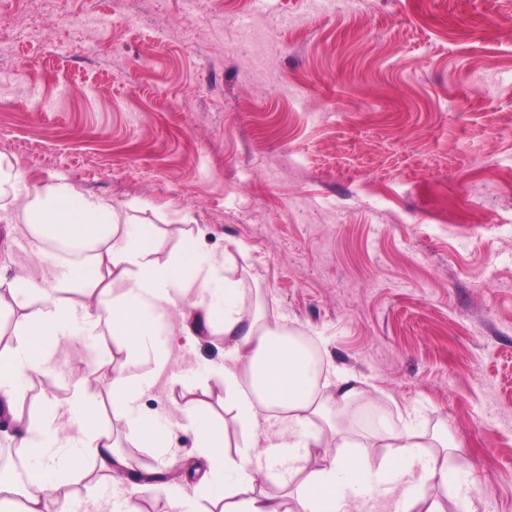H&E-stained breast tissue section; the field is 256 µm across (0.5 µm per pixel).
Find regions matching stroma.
Segmentation results:
<instances>
[{
  "label": "stroma",
  "instance_id": "1",
  "mask_svg": "<svg viewBox=\"0 0 512 512\" xmlns=\"http://www.w3.org/2000/svg\"><path fill=\"white\" fill-rule=\"evenodd\" d=\"M0 57V154L36 182L66 177L121 214L231 252L244 307L323 343L372 410L456 444L442 512H512V0H55ZM250 18L252 54L232 51ZM264 70L287 96L246 83ZM0 223V277L51 275ZM194 328L140 401L184 467L195 398L241 430ZM117 351L101 327L60 341L28 391L65 403L74 375L109 403Z\"/></svg>",
  "mask_w": 512,
  "mask_h": 512
}]
</instances>
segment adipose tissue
Masks as SVG:
<instances>
[{
    "mask_svg": "<svg viewBox=\"0 0 512 512\" xmlns=\"http://www.w3.org/2000/svg\"><path fill=\"white\" fill-rule=\"evenodd\" d=\"M22 212L32 255L55 245L63 277L52 282L17 271L0 278V306L12 304L22 316L10 334L0 333V417L14 428L16 447L35 465L23 488L0 472V512L21 491L20 512H69L70 486L99 471L112 481L114 512H138L135 496L150 483L130 481L132 456L116 451L100 413L87 398L89 379L70 384L66 408L44 402L38 413L23 412L33 376L43 373L59 337L82 336L108 327L124 360L112 371V416L133 431L141 446L165 455L170 440L139 404L144 385L154 383L170 363L162 312L187 307L211 335L224 339V359L211 367L224 389V404L243 430L241 445L228 452L224 424L196 401H184L182 417L194 435L193 450L205 470L193 488L173 481L174 512H196L197 499L220 512H349L351 501L393 494L392 512H438L430 502L434 485L447 484V435L436 438L439 452L423 454L422 434L410 427L380 425L373 440L361 439L357 425L366 408L365 389L352 374L318 378L300 330L261 307L244 309L230 254L205 250L193 231L180 233L179 247L160 259L164 234L153 224L121 216L112 204L69 180L38 183L0 156V222ZM83 291L82 302L67 291ZM77 424L81 435L62 450L60 418ZM284 424L279 442L261 444L270 421ZM388 452L374 459L373 441ZM296 483L292 500L260 492L268 480Z\"/></svg>",
    "mask_w": 512,
    "mask_h": 512,
    "instance_id": "ef3b65f1",
    "label": "adipose tissue"
}]
</instances>
